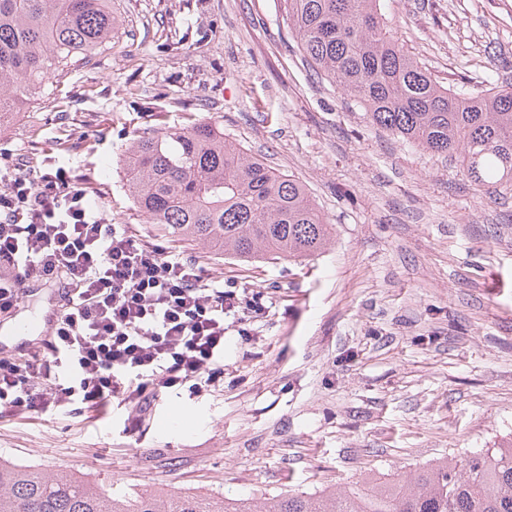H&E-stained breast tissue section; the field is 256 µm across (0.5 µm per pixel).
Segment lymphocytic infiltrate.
<instances>
[{
    "instance_id": "lymphocytic-infiltrate-1",
    "label": "lymphocytic infiltrate",
    "mask_w": 512,
    "mask_h": 512,
    "mask_svg": "<svg viewBox=\"0 0 512 512\" xmlns=\"http://www.w3.org/2000/svg\"><path fill=\"white\" fill-rule=\"evenodd\" d=\"M58 278L73 303L42 347L0 358V416L116 401L139 424L162 390L194 393L223 380L227 315L246 325L269 312L263 292L110 223L71 169L36 176L0 162V314L24 302L27 280Z\"/></svg>"
}]
</instances>
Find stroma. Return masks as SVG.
<instances>
[{
  "label": "stroma",
  "instance_id": "obj_1",
  "mask_svg": "<svg viewBox=\"0 0 512 512\" xmlns=\"http://www.w3.org/2000/svg\"><path fill=\"white\" fill-rule=\"evenodd\" d=\"M112 40L0 123V157L85 180L107 219L272 301L229 326L224 383L124 407L0 417V457L129 493L345 489L512 440V193L404 145L303 61L280 0H111ZM391 33L447 86L512 83V0H392ZM204 122L309 189L333 226L305 259L235 261L134 205V138Z\"/></svg>",
  "mask_w": 512,
  "mask_h": 512
}]
</instances>
